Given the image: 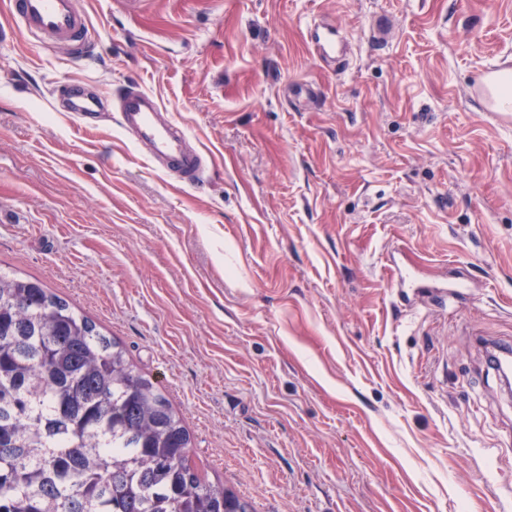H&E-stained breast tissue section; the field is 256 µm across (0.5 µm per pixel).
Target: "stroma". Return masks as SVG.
<instances>
[{"label": "stroma", "mask_w": 512, "mask_h": 512, "mask_svg": "<svg viewBox=\"0 0 512 512\" xmlns=\"http://www.w3.org/2000/svg\"><path fill=\"white\" fill-rule=\"evenodd\" d=\"M81 4L93 59L0 43V272L119 343L252 512H512V389L487 363L512 347V112L470 90L512 64V0ZM131 84L199 183L115 110L61 105ZM115 97L121 127L136 145L144 147L154 162L175 170L182 181L195 183L203 172L201 157L189 148L185 130L159 119L161 106L156 97L140 87L122 88ZM65 108L68 112H76L86 124L103 109V101L94 93H86L77 97L67 96Z\"/></svg>", "instance_id": "obj_1"}]
</instances>
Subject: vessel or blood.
<instances>
[{
    "label": "vessel or blood",
    "mask_w": 512,
    "mask_h": 512,
    "mask_svg": "<svg viewBox=\"0 0 512 512\" xmlns=\"http://www.w3.org/2000/svg\"><path fill=\"white\" fill-rule=\"evenodd\" d=\"M10 5L14 22L0 29L1 43L23 34L61 48L74 58L93 57L97 38L79 0H10ZM116 98L121 127L136 145L145 148L154 162L175 170L182 181L195 183L203 172L202 160L189 148L185 130L160 120L161 106L156 97L141 88H124ZM65 107L88 120L102 111L103 101L90 92L67 97Z\"/></svg>",
    "instance_id": "vessel-or-blood-1"
}]
</instances>
